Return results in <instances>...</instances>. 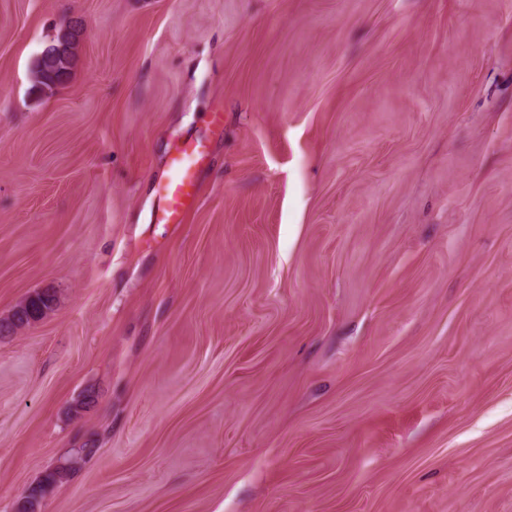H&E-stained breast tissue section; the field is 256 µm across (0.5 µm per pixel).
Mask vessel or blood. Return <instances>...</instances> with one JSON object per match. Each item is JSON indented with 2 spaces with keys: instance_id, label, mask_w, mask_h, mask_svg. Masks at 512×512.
<instances>
[{
  "instance_id": "vessel-or-blood-1",
  "label": "vessel or blood",
  "mask_w": 512,
  "mask_h": 512,
  "mask_svg": "<svg viewBox=\"0 0 512 512\" xmlns=\"http://www.w3.org/2000/svg\"><path fill=\"white\" fill-rule=\"evenodd\" d=\"M205 154L202 142L183 145L170 161L171 175L159 190V221L181 223L196 203L197 171Z\"/></svg>"
}]
</instances>
